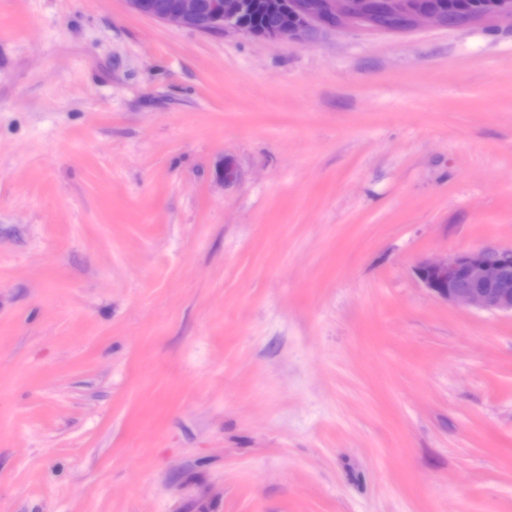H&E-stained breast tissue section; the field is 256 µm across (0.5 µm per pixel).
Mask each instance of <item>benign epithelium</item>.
Listing matches in <instances>:
<instances>
[{
  "mask_svg": "<svg viewBox=\"0 0 512 512\" xmlns=\"http://www.w3.org/2000/svg\"><path fill=\"white\" fill-rule=\"evenodd\" d=\"M131 11L201 33L233 31L265 40L303 42L320 30L339 27L404 32L425 21L461 26L483 19L512 20V0H261L274 25L245 22L253 0H127ZM433 296L495 314L512 315V248L484 247L416 267Z\"/></svg>",
  "mask_w": 512,
  "mask_h": 512,
  "instance_id": "obj_1",
  "label": "benign epithelium"
}]
</instances>
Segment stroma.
Segmentation results:
<instances>
[{"instance_id":"1","label":"stroma","mask_w":512,"mask_h":512,"mask_svg":"<svg viewBox=\"0 0 512 512\" xmlns=\"http://www.w3.org/2000/svg\"><path fill=\"white\" fill-rule=\"evenodd\" d=\"M486 246L512 21L0 0V512H512V317L415 273ZM131 11L201 33L233 31L265 40L304 42L320 30L339 27L404 32L430 21L461 26L483 19L512 20V0H126ZM253 4L275 16L256 29L245 22Z\"/></svg>"}]
</instances>
